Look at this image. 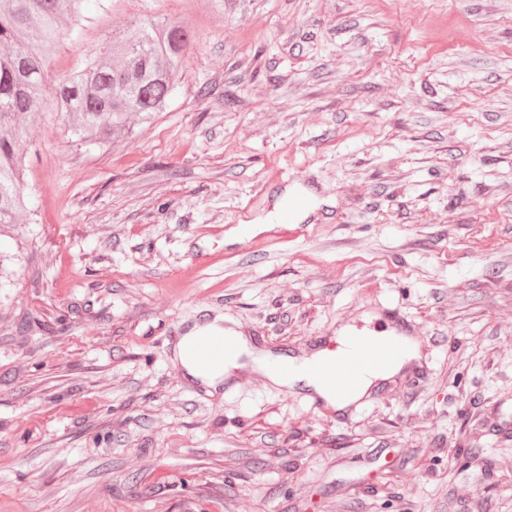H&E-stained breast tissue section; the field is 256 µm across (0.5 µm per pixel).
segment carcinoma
<instances>
[{"instance_id": "1", "label": "carcinoma", "mask_w": 512, "mask_h": 512, "mask_svg": "<svg viewBox=\"0 0 512 512\" xmlns=\"http://www.w3.org/2000/svg\"><path fill=\"white\" fill-rule=\"evenodd\" d=\"M83 0H0V224L28 213L21 183L36 122L44 61L64 28H75ZM187 26L141 22L103 43L86 68L56 90L68 130L107 145L150 123L168 106L189 52Z\"/></svg>"}]
</instances>
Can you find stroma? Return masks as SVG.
<instances>
[{"instance_id":"stroma-1","label":"stroma","mask_w":512,"mask_h":512,"mask_svg":"<svg viewBox=\"0 0 512 512\" xmlns=\"http://www.w3.org/2000/svg\"><path fill=\"white\" fill-rule=\"evenodd\" d=\"M84 14L0 226V512H512V0ZM140 21L193 33L167 109L79 140L56 84ZM295 189L305 223H262ZM386 307L418 357L341 411L174 361L218 314L303 356Z\"/></svg>"}]
</instances>
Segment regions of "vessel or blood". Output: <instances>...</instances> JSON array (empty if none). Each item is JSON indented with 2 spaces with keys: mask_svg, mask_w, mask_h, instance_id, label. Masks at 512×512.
<instances>
[{
  "mask_svg": "<svg viewBox=\"0 0 512 512\" xmlns=\"http://www.w3.org/2000/svg\"><path fill=\"white\" fill-rule=\"evenodd\" d=\"M392 325L386 337L374 340L367 327H346L344 345L326 347L310 368L312 378L321 381L337 398H344L354 391L371 371H384L401 360L407 324L398 313H391ZM237 342L229 335H205L188 348L189 355L198 363L222 367L225 360L235 353Z\"/></svg>",
  "mask_w": 512,
  "mask_h": 512,
  "instance_id": "obj_1",
  "label": "vessel or blood"
}]
</instances>
